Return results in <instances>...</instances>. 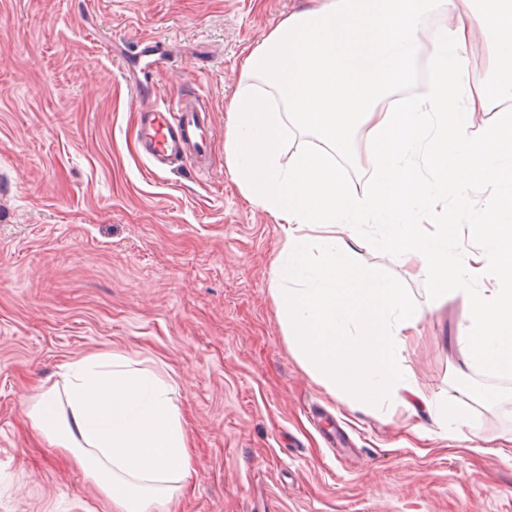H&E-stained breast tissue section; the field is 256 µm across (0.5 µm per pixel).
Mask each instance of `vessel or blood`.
<instances>
[{
	"label": "vessel or blood",
	"instance_id": "vessel-or-blood-1",
	"mask_svg": "<svg viewBox=\"0 0 512 512\" xmlns=\"http://www.w3.org/2000/svg\"><path fill=\"white\" fill-rule=\"evenodd\" d=\"M167 52L159 39L148 40L139 60L142 72L157 68ZM207 109L199 96L173 105H153L140 114L138 139L147 158L163 166L178 158L197 170H205L212 149Z\"/></svg>",
	"mask_w": 512,
	"mask_h": 512
}]
</instances>
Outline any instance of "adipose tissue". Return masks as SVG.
I'll use <instances>...</instances> for the list:
<instances>
[{"label": "adipose tissue", "instance_id": "ef3b65f1", "mask_svg": "<svg viewBox=\"0 0 512 512\" xmlns=\"http://www.w3.org/2000/svg\"><path fill=\"white\" fill-rule=\"evenodd\" d=\"M448 23L429 32L426 20ZM485 36L484 75L468 46ZM224 152L247 198L283 231L272 285L292 349L328 391L391 403L422 401L394 341L424 311L396 282L366 272L352 224L378 225L398 262L439 286L462 287L469 307L458 341L464 367L512 375V113L470 128L493 101L512 100V0H315L291 13L243 60ZM262 76L267 90L248 84ZM321 143L280 161L286 125ZM367 156L376 174L358 194L337 157ZM426 153L431 178L406 163ZM505 182L509 201L481 211V249L465 262L448 246V195ZM473 280L489 290L470 288ZM62 387L30 407L34 425L107 496L114 512H165L198 470L176 388L123 356L64 363Z\"/></svg>", "mask_w": 512, "mask_h": 512}]
</instances>
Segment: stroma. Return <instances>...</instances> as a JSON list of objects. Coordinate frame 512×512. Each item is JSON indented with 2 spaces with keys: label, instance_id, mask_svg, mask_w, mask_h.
Here are the masks:
<instances>
[{
  "label": "stroma",
  "instance_id": "1",
  "mask_svg": "<svg viewBox=\"0 0 512 512\" xmlns=\"http://www.w3.org/2000/svg\"><path fill=\"white\" fill-rule=\"evenodd\" d=\"M307 4L0 0V512H113L28 417L62 364L112 353L178 389L198 475L169 512H512V383L458 373L463 295L435 302L379 226H351L361 262L423 308L402 360L460 421L329 392L288 343L271 286L281 228L224 141L245 48ZM148 36L170 50L162 101L195 94L210 111L204 174L150 170L139 152L129 56ZM466 194L448 198L463 259L476 207L507 199L497 183Z\"/></svg>",
  "mask_w": 512,
  "mask_h": 512
}]
</instances>
